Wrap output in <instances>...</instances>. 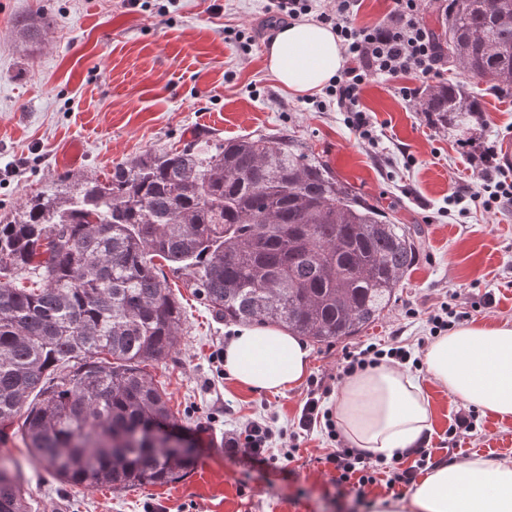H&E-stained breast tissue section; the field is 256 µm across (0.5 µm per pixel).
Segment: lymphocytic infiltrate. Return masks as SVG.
Instances as JSON below:
<instances>
[{"instance_id": "1", "label": "lymphocytic infiltrate", "mask_w": 512, "mask_h": 512, "mask_svg": "<svg viewBox=\"0 0 512 512\" xmlns=\"http://www.w3.org/2000/svg\"><path fill=\"white\" fill-rule=\"evenodd\" d=\"M423 3L424 0H393L387 21L374 24L358 23L359 0H271L270 9L283 20L312 17L331 26L344 49L345 64L330 81L325 95L337 111L344 113L346 124L359 139L373 145L377 142L373 122L358 108L363 86L373 78L413 76L417 87L400 89L403 99L411 103L420 93V84L438 74L437 48L422 20ZM495 156V146H487L472 165L475 180L468 187L471 198L481 201L488 211L498 208L502 201H512V177L494 165ZM412 355V345L398 339L386 349L373 344L360 346L345 353L342 373L349 376L387 360L403 365ZM328 390L324 380L311 382L297 427L304 434L324 429L335 442V451L325 456L324 463L334 471L337 486L359 491L375 483L381 474L386 475L388 485H410L418 470L430 461V451L424 447L414 449V464L406 468L399 460L387 461L349 447L341 440L330 409L323 405ZM272 438L271 427L251 421L228 437L224 451L232 458L265 467L292 462V451L278 456L271 453Z\"/></svg>"}]
</instances>
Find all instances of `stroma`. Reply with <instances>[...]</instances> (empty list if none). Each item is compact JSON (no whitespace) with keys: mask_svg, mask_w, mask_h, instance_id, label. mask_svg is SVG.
<instances>
[{"mask_svg":"<svg viewBox=\"0 0 512 512\" xmlns=\"http://www.w3.org/2000/svg\"><path fill=\"white\" fill-rule=\"evenodd\" d=\"M157 0H0V213L12 210L58 173L105 176L149 150L197 138L288 137L309 158L399 224L424 230L419 258L395 301L359 335L311 344V378H327L333 406L343 381V349L412 341L429 335L425 314L456 293L471 301L473 323L512 324V203L492 212L480 202L449 203L466 184L470 161L495 145L496 165L512 166V94L476 87L483 124L470 137L435 125L404 102L410 76L374 79L359 104L381 143H362L335 109L318 111L308 96L278 86L265 63L269 28L278 19L270 0H176L158 15ZM44 19L35 41L17 33V17ZM252 28L260 38L250 55L226 41V29ZM80 142L79 163L60 158ZM183 325L176 353L148 366L192 446V464L177 481L143 491L85 490L60 482L31 460L21 437L0 443V464L21 474L33 512H370L377 496L401 495L378 483L364 498L337 490L319 459L333 442L321 430L291 440L306 385L263 393L234 382L212 360L234 336L216 321L182 273L167 272ZM436 463L473 455L512 457V420L478 413L468 436L449 444L448 429L467 406L427 383ZM272 427V454L298 444L292 473L249 467L224 453V439L249 421Z\"/></svg>","mask_w":512,"mask_h":512,"instance_id":"obj_1","label":"stroma"}]
</instances>
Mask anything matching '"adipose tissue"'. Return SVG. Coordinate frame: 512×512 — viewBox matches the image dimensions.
Masks as SVG:
<instances>
[{"label": "adipose tissue", "instance_id": "ef3b65f1", "mask_svg": "<svg viewBox=\"0 0 512 512\" xmlns=\"http://www.w3.org/2000/svg\"><path fill=\"white\" fill-rule=\"evenodd\" d=\"M343 50L331 27L315 21L281 27L266 50L272 78L295 94L323 89L341 70ZM310 349L268 327H241L224 350L235 382L285 392L309 372ZM425 377L382 363L346 379L334 419L351 447L392 459L431 428L427 382L486 414L512 418V325L471 323L437 338L423 357ZM373 512H512V459L475 455L435 468L411 494L384 497Z\"/></svg>", "mask_w": 512, "mask_h": 512}]
</instances>
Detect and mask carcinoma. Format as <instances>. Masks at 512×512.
I'll return each instance as SVG.
<instances>
[{
	"label": "carcinoma",
	"instance_id": "carcinoma-1",
	"mask_svg": "<svg viewBox=\"0 0 512 512\" xmlns=\"http://www.w3.org/2000/svg\"><path fill=\"white\" fill-rule=\"evenodd\" d=\"M442 55L512 91V0H440ZM33 40L42 22L23 17ZM419 111L465 132L482 112L461 80ZM395 224L286 138L244 136L147 152L111 176L70 174L0 219V441L21 435L62 482L141 490L191 458L123 435L177 426L145 372L174 352L180 305L163 264L226 322L330 343L377 322L418 257ZM30 275L26 288L17 279ZM0 512H29L0 466Z\"/></svg>",
	"mask_w": 512,
	"mask_h": 512
}]
</instances>
